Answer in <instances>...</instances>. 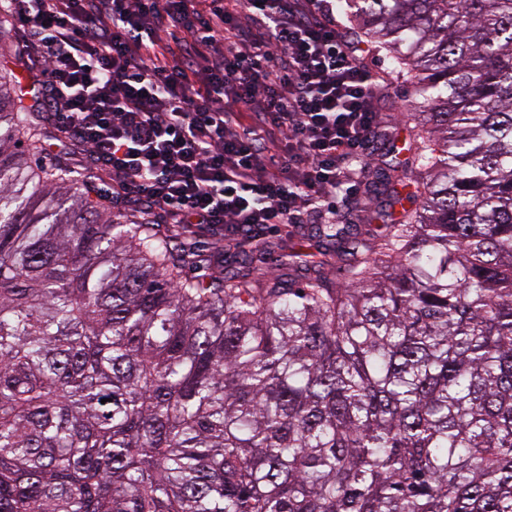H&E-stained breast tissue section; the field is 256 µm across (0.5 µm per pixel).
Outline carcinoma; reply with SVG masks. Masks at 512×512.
<instances>
[{
    "label": "carcinoma",
    "instance_id": "carcinoma-1",
    "mask_svg": "<svg viewBox=\"0 0 512 512\" xmlns=\"http://www.w3.org/2000/svg\"><path fill=\"white\" fill-rule=\"evenodd\" d=\"M336 13L413 78L415 208L276 276L33 167L0 74V512H512V0Z\"/></svg>",
    "mask_w": 512,
    "mask_h": 512
}]
</instances>
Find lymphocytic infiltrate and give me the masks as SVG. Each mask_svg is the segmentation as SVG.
<instances>
[{
	"instance_id": "f902f5d3",
	"label": "lymphocytic infiltrate",
	"mask_w": 512,
	"mask_h": 512,
	"mask_svg": "<svg viewBox=\"0 0 512 512\" xmlns=\"http://www.w3.org/2000/svg\"><path fill=\"white\" fill-rule=\"evenodd\" d=\"M112 197L257 242L337 223L380 126L336 0H0Z\"/></svg>"
}]
</instances>
